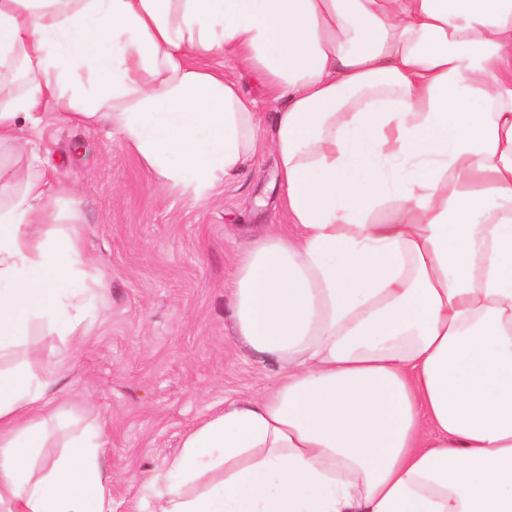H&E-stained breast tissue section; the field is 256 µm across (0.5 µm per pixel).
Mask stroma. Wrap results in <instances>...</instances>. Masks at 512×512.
<instances>
[{"label": "stroma", "mask_w": 512, "mask_h": 512, "mask_svg": "<svg viewBox=\"0 0 512 512\" xmlns=\"http://www.w3.org/2000/svg\"><path fill=\"white\" fill-rule=\"evenodd\" d=\"M30 136L63 187L54 212L81 233L97 275L88 292L101 305L81 346L42 323L27 339L39 357L64 362L43 453L103 427L112 512H149L145 484L186 433L225 399L276 383L277 366L234 336L231 319L237 258L282 219L276 164L261 151L236 180L196 200L98 125L49 112Z\"/></svg>", "instance_id": "1"}]
</instances>
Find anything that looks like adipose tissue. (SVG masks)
<instances>
[{
    "instance_id": "1",
    "label": "adipose tissue",
    "mask_w": 512,
    "mask_h": 512,
    "mask_svg": "<svg viewBox=\"0 0 512 512\" xmlns=\"http://www.w3.org/2000/svg\"><path fill=\"white\" fill-rule=\"evenodd\" d=\"M47 109L197 200L263 145L286 188L232 305L278 379L185 435L152 512H512V0H0V145L37 155ZM51 189L0 206V357L92 305ZM62 379L0 371V512H112L101 429L32 476ZM225 70L238 79L242 90L251 97L265 98V89L259 77L241 68H231L232 63L225 62Z\"/></svg>"
}]
</instances>
